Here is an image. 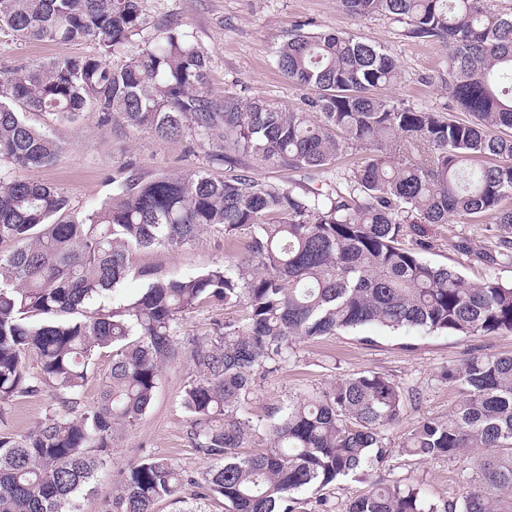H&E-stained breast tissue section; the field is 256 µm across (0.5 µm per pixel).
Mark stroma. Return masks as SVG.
<instances>
[{
	"label": "stroma",
	"mask_w": 512,
	"mask_h": 512,
	"mask_svg": "<svg viewBox=\"0 0 512 512\" xmlns=\"http://www.w3.org/2000/svg\"><path fill=\"white\" fill-rule=\"evenodd\" d=\"M144 4V38L155 37L157 21L171 15L182 22L195 44L210 57L208 93L215 102L229 96L260 97L276 105L300 108L305 99L314 98V91L296 88L273 62L274 50L288 32L307 24L378 43L397 59L403 81L382 89V96L438 112L457 111L441 89L440 78L446 73V50L441 44L408 38L401 27L382 16L349 15L337 8L336 0H144ZM101 53V47L93 42L62 47L51 42L22 41L0 31V77L18 65H38L62 54ZM25 119L64 145L54 165L26 171V178L62 189L72 209L79 212L99 206L110 197L116 176L197 170L217 178L224 175L225 165L214 160L212 145L192 132L161 140L147 131L103 122L91 104L73 123L41 112L26 113ZM427 235L437 242L435 249L426 252L427 260L454 266L472 283L490 276L512 280V262L489 265L475 258L476 252L492 245L489 223L431 224ZM461 237L470 242L473 256L448 249V241ZM224 260V237L210 230L176 254L162 249L141 251L135 255L134 264L177 278ZM241 314V308H227L217 302L202 304L185 314L178 359L163 367L153 402L135 430L119 436L113 448L104 452V463L90 490L75 499L76 512H108L122 472L145 457L170 459L197 479L211 467V460L192 448L188 439L190 420L180 406L185 387L199 376L190 343L207 335L215 322L235 320ZM485 354H512V335L426 336L366 327L355 333L302 340L296 342L288 365L262 379L244 406L253 418L264 419L295 394L325 389L347 375L383 374L407 396L402 420L386 433L393 447L390 476L421 484L428 498L436 501L458 494L462 462L409 456L399 445L422 418L447 417L457 403V390L442 378L448 366ZM51 405L52 395L47 390L0 403V428L17 434L27 432L45 419Z\"/></svg>",
	"instance_id": "35a3bbf8"
}]
</instances>
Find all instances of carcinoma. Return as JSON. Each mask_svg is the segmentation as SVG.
<instances>
[{"label": "carcinoma", "instance_id": "carcinoma-1", "mask_svg": "<svg viewBox=\"0 0 512 512\" xmlns=\"http://www.w3.org/2000/svg\"><path fill=\"white\" fill-rule=\"evenodd\" d=\"M358 17L384 16L409 38L448 51L445 112L388 99L401 81L382 46L300 26L275 52L288 81L318 95L302 109L262 98L207 96L209 58L166 16L139 44L143 0H0V30L66 46L94 41L102 56L60 55L0 80V402L50 388L53 411L25 434L0 430V512H73L74 499L112 447L152 403L162 366L178 355L183 315L211 301L239 306L192 347L200 378L181 397L192 447L221 462L200 480L148 457L123 476L111 512H157L186 483L224 499L225 512H301L298 494L337 482L370 488L318 512H512V355L472 356L444 379L460 400L442 420L425 418L402 452L464 461L456 497L429 501L420 486L373 474L387 467L385 432L404 409L400 388L379 374L349 376L300 393L253 419L243 404L258 377L288 363L298 340L391 332L512 335V281L467 282L426 260L432 241L405 244L414 224L497 225L489 264L512 261V7L497 0H336ZM94 103L106 122L161 139L197 131L230 168L112 178V197L80 217L61 190L22 178L62 146L29 125L19 105L75 120ZM352 153L360 161L344 167ZM238 156L307 180L260 182ZM224 234L229 260L170 279L137 269L132 256L176 252L208 229ZM129 279L138 293L117 301ZM114 300L107 306V299ZM112 350L97 405L81 393L89 366ZM35 355L31 373L25 356ZM266 448L243 454L250 439Z\"/></svg>", "mask_w": 512, "mask_h": 512}]
</instances>
